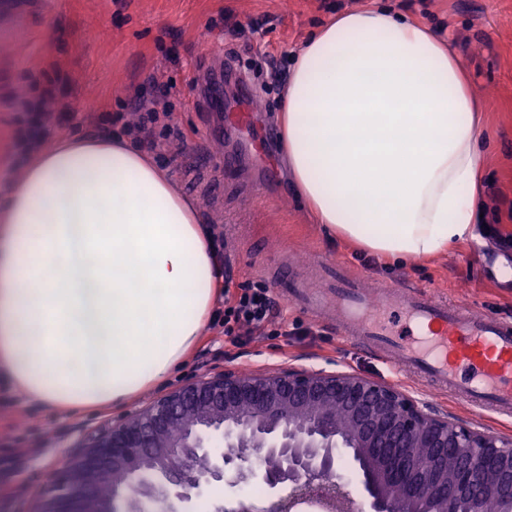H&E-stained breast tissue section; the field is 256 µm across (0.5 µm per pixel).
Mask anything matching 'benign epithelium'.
<instances>
[{"instance_id": "benign-epithelium-1", "label": "benign epithelium", "mask_w": 512, "mask_h": 512, "mask_svg": "<svg viewBox=\"0 0 512 512\" xmlns=\"http://www.w3.org/2000/svg\"><path fill=\"white\" fill-rule=\"evenodd\" d=\"M28 512H512V438L394 384L285 362L211 370L83 432ZM345 456L361 500L335 480ZM265 485L257 505L216 488ZM109 487L110 493L102 492Z\"/></svg>"}]
</instances>
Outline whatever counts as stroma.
<instances>
[{
  "label": "stroma",
  "mask_w": 512,
  "mask_h": 512,
  "mask_svg": "<svg viewBox=\"0 0 512 512\" xmlns=\"http://www.w3.org/2000/svg\"><path fill=\"white\" fill-rule=\"evenodd\" d=\"M375 4L432 26L454 47L490 133L478 200L499 236H512V0H56L49 11L32 5L25 22H0V198L35 155L19 145L25 125L12 100L54 89L60 106L41 143L47 149L75 134L110 135L102 114L131 111L138 99L167 98L171 125L188 138L158 137L155 154L181 188L200 150L218 158L236 147L223 108L207 104L209 81L225 62L248 81L258 125L277 126L288 67L305 38L342 11ZM269 161L281 168L274 185L257 186L254 162L244 158L229 177L232 190L192 199L233 282L269 288L283 320L299 323L298 334L236 343L224 334L223 312H216L166 381L104 413L67 415L0 387V512H27L82 431L120 420L212 368L248 372L299 357L312 368L400 386L481 430L512 437V421L406 378L376 350L283 299L272 278L288 267L315 280L324 266L342 262L370 282L422 286L512 320V248L483 235L430 261L384 266L315 224L283 170L282 145Z\"/></svg>",
  "instance_id": "35a3bbf8"
}]
</instances>
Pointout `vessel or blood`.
I'll return each instance as SVG.
<instances>
[{
    "label": "vessel or blood",
    "instance_id": "vessel-or-blood-1",
    "mask_svg": "<svg viewBox=\"0 0 512 512\" xmlns=\"http://www.w3.org/2000/svg\"><path fill=\"white\" fill-rule=\"evenodd\" d=\"M238 150L251 155L250 115L231 112ZM293 303L349 339L383 350L414 377H428L479 410L512 413V321L438 299L417 286L373 285L337 265L327 287L292 288Z\"/></svg>",
    "mask_w": 512,
    "mask_h": 512
}]
</instances>
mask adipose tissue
I'll return each mask as SVG.
<instances>
[{
	"mask_svg": "<svg viewBox=\"0 0 512 512\" xmlns=\"http://www.w3.org/2000/svg\"><path fill=\"white\" fill-rule=\"evenodd\" d=\"M288 172L327 234L392 263L474 240L482 108L450 44L384 7L342 12L294 57ZM194 202L116 137L40 151L0 208V384L67 414L164 378L217 301Z\"/></svg>",
	"mask_w": 512,
	"mask_h": 512,
	"instance_id": "adipose-tissue-1",
	"label": "adipose tissue"
}]
</instances>
